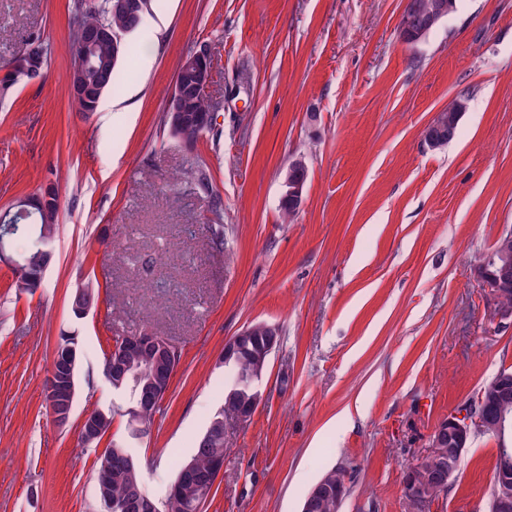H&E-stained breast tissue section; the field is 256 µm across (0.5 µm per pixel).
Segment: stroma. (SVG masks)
I'll return each instance as SVG.
<instances>
[{
	"mask_svg": "<svg viewBox=\"0 0 512 512\" xmlns=\"http://www.w3.org/2000/svg\"><path fill=\"white\" fill-rule=\"evenodd\" d=\"M69 0H0V76L31 35L53 47L0 95V212L54 190L58 231L40 288L0 263V512H100L82 418L121 403L100 366L115 329L171 338L182 357L148 437L132 443L164 499L234 382L224 343L255 323L280 340L204 512H301L329 469L340 512H411L412 464L448 416L512 368L478 268L512 226V0H456L416 44L405 0H151L124 40V84L92 112L69 93ZM207 53L213 125L173 137L163 108L182 58ZM466 94L455 138L423 131ZM212 189L191 185L195 157ZM308 168L292 222L289 163ZM222 222L223 237L214 224ZM100 299L71 310L88 280ZM78 343L73 413L44 385ZM495 440L474 434L428 512H487Z\"/></svg>",
	"mask_w": 512,
	"mask_h": 512,
	"instance_id": "stroma-1",
	"label": "stroma"
}]
</instances>
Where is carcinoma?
<instances>
[{"instance_id": "cac0c4a2", "label": "carcinoma", "mask_w": 512, "mask_h": 512, "mask_svg": "<svg viewBox=\"0 0 512 512\" xmlns=\"http://www.w3.org/2000/svg\"><path fill=\"white\" fill-rule=\"evenodd\" d=\"M435 4L436 0H407L399 24V34L405 42H411L419 30L433 28L430 24V15ZM138 26L139 20L135 17L114 12L112 0H98L94 8L90 7L86 0H70V49L72 50L80 47L90 32L109 29L120 33L128 28L134 30ZM28 46L33 48L40 58L41 66H47L52 53L51 45L42 41L40 37L34 36L30 39ZM128 53H130L128 45L122 44L117 49L112 45L111 39L105 37L100 39L94 47L91 65L81 72L82 82L92 89L99 87L104 93L118 91L121 86L120 63ZM185 93L188 98V112L186 123L181 130L182 140L194 144L198 139L195 125L208 113L210 104L208 99L197 96L189 83L185 84ZM467 102L468 99L464 94L453 99L448 107L439 113L434 120V125L426 129L424 140L436 139L445 143L451 141L461 120L460 114L466 112ZM56 232L57 224H47L42 218L21 220L12 225V231L5 240V247L20 260V263L13 266L18 288H23V284L28 279L41 274L44 256L41 249L44 243H53ZM99 293V283L89 280L76 290L74 297L81 303L92 306L97 302ZM229 366L235 372V381L224 395V407L212 417L192 458L196 469L202 473L209 470L215 455L224 454V432L216 425L217 420L220 418L236 420L239 413L245 411L248 406V378L251 370L248 353L232 356ZM160 376L169 378L166 355L159 356L149 372L134 380L129 378L121 387L115 386L113 390L121 394L127 404L141 405L145 395L153 390ZM91 414L97 417L98 437L94 442L97 446L109 435L114 414L110 409L104 410L102 414L94 409ZM132 439L134 436L130 430L127 431L125 440L110 439L104 451L96 459L98 469L106 461L112 463L114 467L121 468V477L114 480L108 490V496L118 505L147 495L141 480L139 464L129 451V441Z\"/></svg>"}]
</instances>
